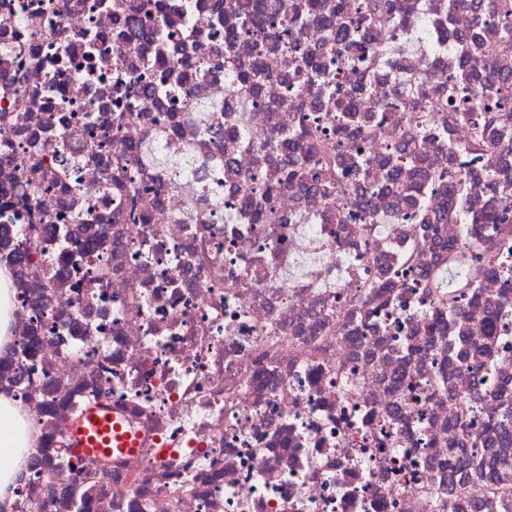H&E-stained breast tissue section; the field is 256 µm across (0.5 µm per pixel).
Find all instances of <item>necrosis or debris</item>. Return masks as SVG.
<instances>
[{
    "label": "necrosis or debris",
    "instance_id": "necrosis-or-debris-1",
    "mask_svg": "<svg viewBox=\"0 0 512 512\" xmlns=\"http://www.w3.org/2000/svg\"><path fill=\"white\" fill-rule=\"evenodd\" d=\"M141 39L129 0H0V265L15 322L0 394L40 435L0 512H512V115L472 149L448 75L512 76L489 0H395L355 39L377 57L338 97L292 85V54L335 73L326 31L363 0H156ZM287 32L225 42L246 6ZM202 66L191 74V66ZM430 116L437 136L417 128ZM308 123L333 195L265 175L259 153ZM191 152L205 173L144 160ZM368 159L364 175L350 171ZM496 171L488 180L487 168ZM464 175L445 202L438 174ZM142 188L129 202L126 182ZM39 183L19 221L6 195ZM219 193L224 204L207 198ZM499 223H485L489 212ZM32 238L66 276L18 261ZM495 341L484 367L441 331ZM93 410L136 448L66 450Z\"/></svg>",
    "mask_w": 512,
    "mask_h": 512
}]
</instances>
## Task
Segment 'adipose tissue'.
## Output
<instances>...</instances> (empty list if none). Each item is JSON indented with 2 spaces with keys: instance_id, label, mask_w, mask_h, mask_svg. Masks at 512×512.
<instances>
[{
  "instance_id": "obj_1",
  "label": "adipose tissue",
  "mask_w": 512,
  "mask_h": 512,
  "mask_svg": "<svg viewBox=\"0 0 512 512\" xmlns=\"http://www.w3.org/2000/svg\"><path fill=\"white\" fill-rule=\"evenodd\" d=\"M34 444V428L24 413L9 398L0 396V500L11 495L15 475Z\"/></svg>"
}]
</instances>
